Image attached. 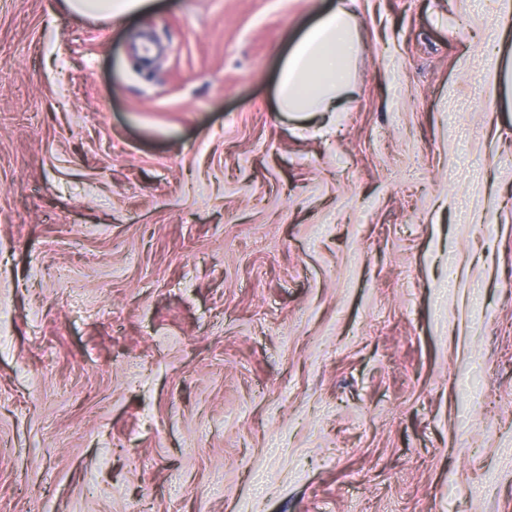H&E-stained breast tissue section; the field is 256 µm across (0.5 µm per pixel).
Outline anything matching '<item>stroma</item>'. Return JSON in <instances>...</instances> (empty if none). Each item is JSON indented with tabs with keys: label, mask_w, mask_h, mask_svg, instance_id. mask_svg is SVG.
<instances>
[{
	"label": "stroma",
	"mask_w": 512,
	"mask_h": 512,
	"mask_svg": "<svg viewBox=\"0 0 512 512\" xmlns=\"http://www.w3.org/2000/svg\"><path fill=\"white\" fill-rule=\"evenodd\" d=\"M0 0V512H512L495 0ZM66 5L76 16L110 22L139 14L151 7L152 0H66ZM360 36L341 2L322 12L285 54L277 102L282 112H343Z\"/></svg>",
	"instance_id": "stroma-1"
}]
</instances>
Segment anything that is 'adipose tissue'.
Here are the masks:
<instances>
[{
    "instance_id": "obj_1",
    "label": "adipose tissue",
    "mask_w": 512,
    "mask_h": 512,
    "mask_svg": "<svg viewBox=\"0 0 512 512\" xmlns=\"http://www.w3.org/2000/svg\"><path fill=\"white\" fill-rule=\"evenodd\" d=\"M79 17L125 20L152 0H66ZM360 36L354 16L337 4L308 26L283 58L277 102L283 112H338L351 86Z\"/></svg>"
}]
</instances>
